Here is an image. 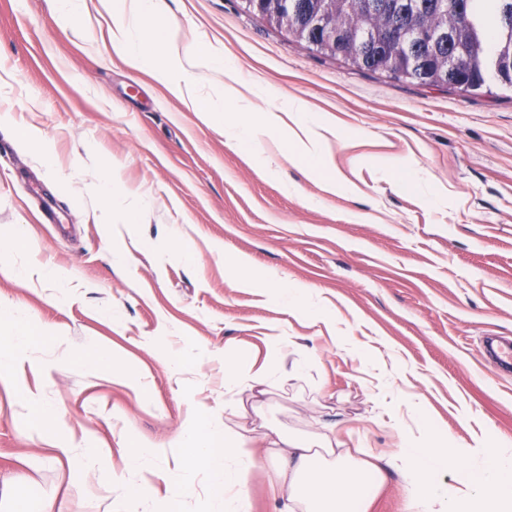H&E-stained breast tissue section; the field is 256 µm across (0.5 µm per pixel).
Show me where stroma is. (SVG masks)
I'll return each mask as SVG.
<instances>
[{"instance_id": "stroma-1", "label": "stroma", "mask_w": 512, "mask_h": 512, "mask_svg": "<svg viewBox=\"0 0 512 512\" xmlns=\"http://www.w3.org/2000/svg\"><path fill=\"white\" fill-rule=\"evenodd\" d=\"M160 7L181 46H221L270 98L202 123L112 55L110 18L77 34L47 0H0V258L21 271L0 275V304L24 311L36 337L0 386V512L91 494L113 512L112 476L146 445L179 466L189 405L224 415L229 342L259 365L280 336L309 355L307 380L271 395L270 426L303 434L338 420L385 456L402 430L431 428L462 450L512 438V374H491L479 348L486 333L512 337V88L461 93L359 70L241 0ZM291 98L331 120L327 163L347 191H325L287 128L248 147L228 140L225 123H261ZM105 165L115 208L136 223H104ZM281 286L310 287L323 312L282 303ZM96 344L122 381L84 362ZM386 396L396 416L373 422ZM40 403L52 426L31 412ZM54 448L98 449L101 468L47 462Z\"/></svg>"}]
</instances>
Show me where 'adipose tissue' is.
<instances>
[{"mask_svg":"<svg viewBox=\"0 0 512 512\" xmlns=\"http://www.w3.org/2000/svg\"><path fill=\"white\" fill-rule=\"evenodd\" d=\"M98 9L111 21L110 42L113 51L130 68H153L154 76L170 93L185 102L202 122L220 119L224 112L223 93L232 94L242 107H249L260 96L257 84L241 81L233 61L223 48L200 41L194 48H183L164 36L159 0H98ZM161 42L166 54L162 67H155L147 54L146 41ZM203 71L216 89L217 98H200L199 79L194 71ZM297 117L288 131L289 138L315 163H322L323 149L332 134V125L311 117L300 100L288 102ZM309 367L307 358L295 360L292 367L283 362L237 363L224 373L223 418H215L198 407L191 408L188 426L177 433V442L186 453L180 469L171 477L178 499L196 495L199 470H206L216 489L209 494L207 512H252L246 480L255 467L250 450L252 439L239 422L244 395L266 393L281 387L289 379H302ZM224 445L212 447L213 437ZM274 460L268 479L276 498L285 500L289 512H369L385 482L384 468L375 464L364 448L350 449L337 438L335 430L311 437H298L274 430L263 437ZM483 459L480 469L459 464L455 484L442 486L437 481L439 469L448 462V449L438 439L427 435L419 441L401 437L399 450L389 461L390 468L404 472L406 496L403 512H474L473 502L481 497L500 500L512 497V440L500 439L496 447L479 443L474 447Z\"/></svg>","mask_w":512,"mask_h":512,"instance_id":"obj_1","label":"adipose tissue"}]
</instances>
